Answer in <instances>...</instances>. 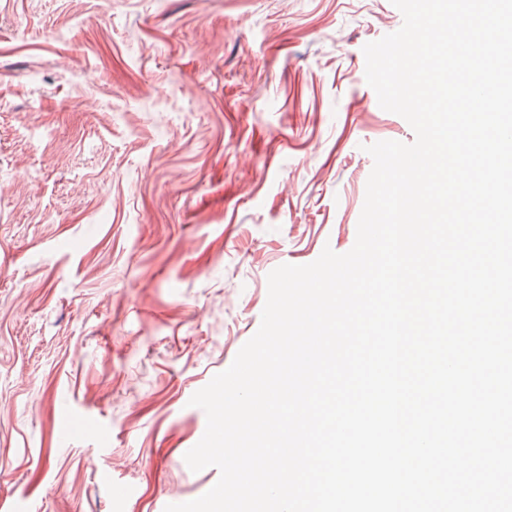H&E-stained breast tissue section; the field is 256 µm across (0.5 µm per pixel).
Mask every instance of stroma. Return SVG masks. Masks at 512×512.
<instances>
[{
  "mask_svg": "<svg viewBox=\"0 0 512 512\" xmlns=\"http://www.w3.org/2000/svg\"><path fill=\"white\" fill-rule=\"evenodd\" d=\"M390 0H0V512H164L267 277L355 244ZM96 421L84 433L82 419Z\"/></svg>",
  "mask_w": 512,
  "mask_h": 512,
  "instance_id": "obj_1",
  "label": "stroma"
}]
</instances>
